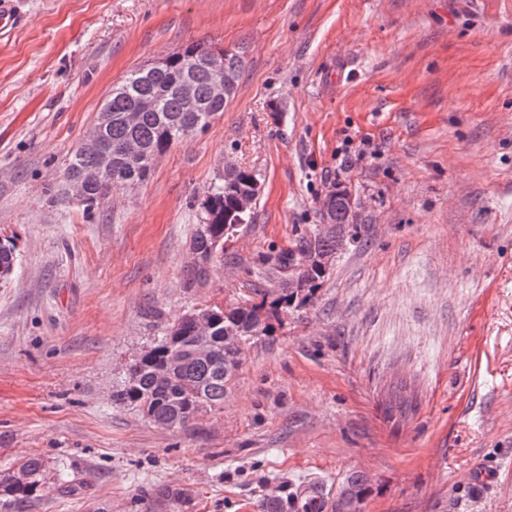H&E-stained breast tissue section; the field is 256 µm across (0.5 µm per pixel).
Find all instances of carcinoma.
<instances>
[{"mask_svg":"<svg viewBox=\"0 0 512 512\" xmlns=\"http://www.w3.org/2000/svg\"><path fill=\"white\" fill-rule=\"evenodd\" d=\"M196 58L223 62L226 96L235 92L242 69L239 56L199 41L166 57L165 65L156 70L130 71L121 81L123 89L104 100L94 123V138L76 148L66 168V178L84 177L77 193L87 215H92L112 193L146 182L157 158L184 141L185 130L204 132L224 112V100L210 96L213 75L208 68H199L193 74L196 96L206 105L205 111L191 110L180 94L186 66ZM131 144L144 150L141 157L128 155ZM103 154L109 156L110 168L106 177L98 179L93 173ZM261 190L262 183L255 172L230 164L201 198L200 224L192 238V249L201 262L189 266L188 285L207 280L211 264L224 260V238L252 220L251 210H240L239 197L251 195L257 199ZM347 211L346 197L333 199L332 223L347 224ZM340 247L336 234H323L316 229L293 249L261 255L262 263L291 270L289 292L268 305L261 302L208 307L210 326L206 329L199 328L191 314H184L177 320L179 327L170 328L127 369L112 400L163 427H184L201 409L224 404V395L242 363L244 346L255 338L271 335V320L280 309L294 304L300 308L310 301L318 283L329 272L330 257ZM18 265L15 243L0 242V277L10 278ZM412 410V401L401 388L386 404L390 415L396 412L405 416ZM43 469V459L31 455L17 469L1 473L0 512H25L42 491ZM82 488L78 473L63 467L59 492L76 494ZM368 490L364 475H349L336 499L335 512H341L343 495L361 503Z\"/></svg>","mask_w":512,"mask_h":512,"instance_id":"1","label":"carcinoma"}]
</instances>
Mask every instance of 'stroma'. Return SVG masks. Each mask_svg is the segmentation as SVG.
Masks as SVG:
<instances>
[{"label": "stroma", "mask_w": 512, "mask_h": 512, "mask_svg": "<svg viewBox=\"0 0 512 512\" xmlns=\"http://www.w3.org/2000/svg\"><path fill=\"white\" fill-rule=\"evenodd\" d=\"M0 32V472L38 455L27 512H303L351 473L363 512H512V0H16ZM238 54L223 114L86 216L53 204L127 72L196 40ZM365 158H358V151ZM263 181L189 288L202 196ZM348 190L358 238L314 298L247 345L223 405L166 428L116 405L186 311L272 300ZM406 381L416 405L386 416ZM81 474L59 494L57 469ZM19 265L17 247L13 241L0 242V277L9 279Z\"/></svg>", "instance_id": "obj_1"}]
</instances>
